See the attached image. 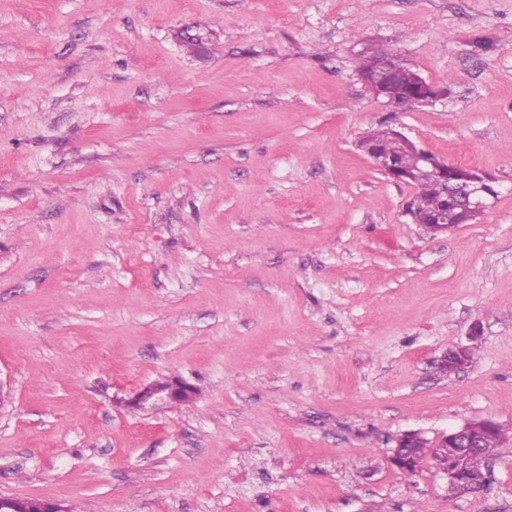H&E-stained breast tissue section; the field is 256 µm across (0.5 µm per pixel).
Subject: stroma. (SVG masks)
<instances>
[{"label": "stroma", "instance_id": "35a3bbf8", "mask_svg": "<svg viewBox=\"0 0 512 512\" xmlns=\"http://www.w3.org/2000/svg\"><path fill=\"white\" fill-rule=\"evenodd\" d=\"M382 45L449 95L392 111ZM387 126L486 213L412 223L358 146ZM171 378L196 397L131 405ZM0 385V496L512 512V436L476 497L389 463L512 427V0H0ZM406 149V162L403 164L414 178L434 177L439 179L447 196L454 200L456 213L448 214V210L434 219L433 229L438 232L457 228L460 224H469L472 217L480 218L488 208V198H495L498 191L490 180L483 175L461 178L457 175L448 176L449 162L440 160L429 151L417 147L405 135L399 136Z\"/></svg>", "mask_w": 512, "mask_h": 512}]
</instances>
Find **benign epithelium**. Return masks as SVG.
<instances>
[{
  "instance_id": "benign-epithelium-1",
  "label": "benign epithelium",
  "mask_w": 512,
  "mask_h": 512,
  "mask_svg": "<svg viewBox=\"0 0 512 512\" xmlns=\"http://www.w3.org/2000/svg\"><path fill=\"white\" fill-rule=\"evenodd\" d=\"M418 94L389 104V107L403 111L417 103H432L438 96L432 94L433 84L422 77H417ZM400 142L406 149L405 167L414 178L434 177L439 179L445 193L454 200L456 212H443L434 219L433 229L438 232L457 228L468 223L474 217H481L488 208V198H494L498 191L490 180L483 175L471 178H461L448 174L450 163L441 160L429 151L416 146L406 136H399ZM440 366L451 365L453 371H460L470 363V350L466 346H458L442 355ZM196 395L195 389L189 383L178 379L166 382H155L140 388L133 396L131 403L140 408L152 406L158 400L186 402ZM448 446L454 449L452 461L437 464V468L445 475L448 489L453 486L458 477L464 476L473 484V493L478 494L486 489V480L491 470L490 461L494 449L483 445L481 431L473 422L464 424L457 430L441 437L437 447Z\"/></svg>"
}]
</instances>
